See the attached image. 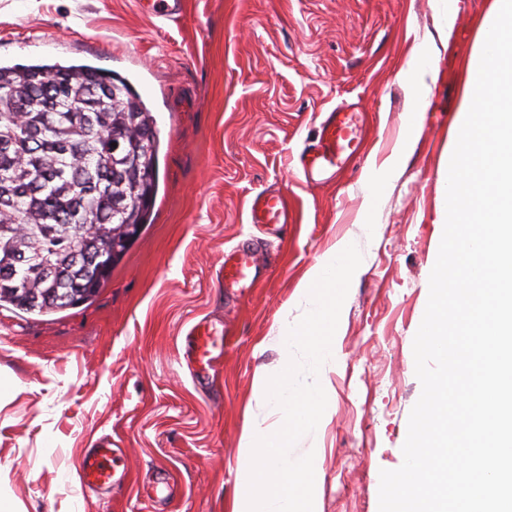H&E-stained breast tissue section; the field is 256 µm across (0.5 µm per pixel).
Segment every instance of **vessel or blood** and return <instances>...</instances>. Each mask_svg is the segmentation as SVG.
Returning <instances> with one entry per match:
<instances>
[{
    "instance_id": "obj_1",
    "label": "vessel or blood",
    "mask_w": 512,
    "mask_h": 512,
    "mask_svg": "<svg viewBox=\"0 0 512 512\" xmlns=\"http://www.w3.org/2000/svg\"><path fill=\"white\" fill-rule=\"evenodd\" d=\"M141 10L156 18H173L183 12V0H142ZM364 146L363 119L354 105H339L324 112L315 139L297 157V168L305 180L329 182L349 163L360 159ZM247 219L277 231L293 223L288 202L280 195L261 192L249 201ZM263 265L256 247L238 246L224 254L223 278L228 288L247 289ZM184 360L194 379H204L224 359V335L206 320L192 323L184 336ZM117 451L104 439L87 449L77 463L80 484L97 492L120 484L125 475L116 464Z\"/></svg>"
}]
</instances>
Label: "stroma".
<instances>
[{"label": "stroma", "instance_id": "1", "mask_svg": "<svg viewBox=\"0 0 512 512\" xmlns=\"http://www.w3.org/2000/svg\"><path fill=\"white\" fill-rule=\"evenodd\" d=\"M494 0H184L161 20L137 0H0V61L85 63L128 78L160 130L154 220L91 303L46 316L0 309V505L22 512H233L246 426H281L257 378L280 372L281 329L334 245L363 260L318 375L326 412L291 451L314 452L315 512H379L381 470L403 463L421 395L414 336L444 227L448 161L468 73ZM366 112L367 153L329 185L289 160L326 110ZM418 112L421 131L404 137ZM397 166L371 196L372 166ZM285 197L278 235L248 223L247 200ZM269 260L244 295L225 293V250ZM204 318L230 336L208 384L176 342ZM111 438L119 489L80 486L76 464ZM169 504L146 499L162 476Z\"/></svg>", "mask_w": 512, "mask_h": 512}]
</instances>
